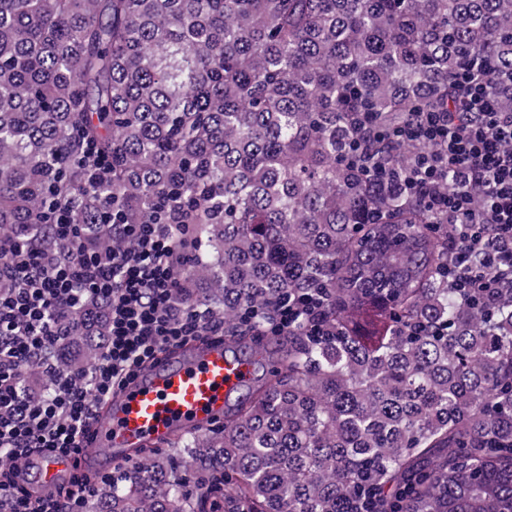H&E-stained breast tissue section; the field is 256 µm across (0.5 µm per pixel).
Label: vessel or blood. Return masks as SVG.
<instances>
[{"instance_id":"obj_1","label":"vessel or blood","mask_w":512,"mask_h":512,"mask_svg":"<svg viewBox=\"0 0 512 512\" xmlns=\"http://www.w3.org/2000/svg\"><path fill=\"white\" fill-rule=\"evenodd\" d=\"M225 349V343L203 336L178 353H161L136 380L98 405L77 456L38 459L29 472V489L58 490L74 468L134 461L178 432L199 431L223 420L229 394L252 371L246 359L228 358Z\"/></svg>"}]
</instances>
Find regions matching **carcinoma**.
<instances>
[{
    "label": "carcinoma",
    "mask_w": 512,
    "mask_h": 512,
    "mask_svg": "<svg viewBox=\"0 0 512 512\" xmlns=\"http://www.w3.org/2000/svg\"><path fill=\"white\" fill-rule=\"evenodd\" d=\"M463 72L512 113V0H0V255L179 224L176 303L260 354L224 424L87 512H512V288L456 287L466 225L357 159L412 175L433 147L396 132ZM108 311L60 368L98 362ZM318 314V305L312 297L297 303L290 304L288 302V305L276 309V318L274 319L270 335L276 336L288 330V326L292 325L300 316L305 315L312 319L316 318Z\"/></svg>",
    "instance_id": "carcinoma-1"
}]
</instances>
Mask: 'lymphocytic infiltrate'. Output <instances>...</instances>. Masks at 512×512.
<instances>
[{
  "label": "lymphocytic infiltrate",
  "mask_w": 512,
  "mask_h": 512,
  "mask_svg": "<svg viewBox=\"0 0 512 512\" xmlns=\"http://www.w3.org/2000/svg\"><path fill=\"white\" fill-rule=\"evenodd\" d=\"M459 99L450 112H418L400 130L440 146L438 156L421 160L405 190L421 196L450 222L466 220L474 249H483L487 227L512 240V113L498 111L485 85L456 77ZM462 168L458 185L442 193L445 172ZM482 188L481 206L472 191ZM132 244L112 253L85 252L80 260L51 258L16 249L0 261V274L13 286L0 291V457L9 480L0 481V512H83L97 491L86 476L69 489L32 497L26 490L33 454L67 456L90 428L97 404L115 387L132 380L164 349L200 336L223 337L224 325L198 309L177 307L173 225L126 224ZM460 255L457 279L463 288L512 287V251L494 260L486 278L468 269ZM111 299L109 336L100 362L88 371H65L54 359L67 330L62 314H74L90 301ZM50 380L36 392L25 383L27 369Z\"/></svg>",
  "instance_id": "obj_1"
}]
</instances>
